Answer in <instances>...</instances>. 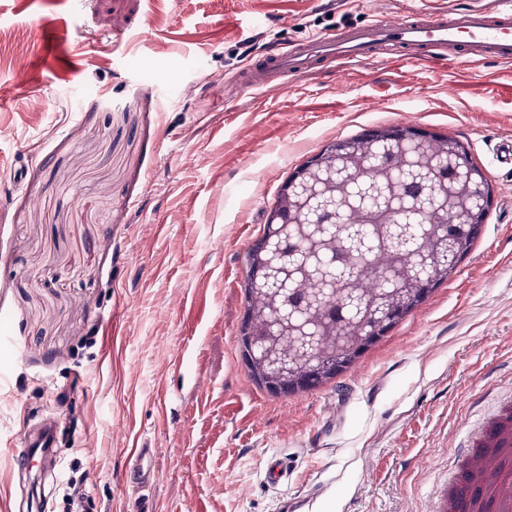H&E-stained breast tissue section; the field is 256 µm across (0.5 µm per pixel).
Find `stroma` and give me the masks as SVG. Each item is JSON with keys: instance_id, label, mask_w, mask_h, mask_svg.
Returning a JSON list of instances; mask_svg holds the SVG:
<instances>
[{"instance_id": "1", "label": "stroma", "mask_w": 512, "mask_h": 512, "mask_svg": "<svg viewBox=\"0 0 512 512\" xmlns=\"http://www.w3.org/2000/svg\"><path fill=\"white\" fill-rule=\"evenodd\" d=\"M452 4L0 0V501L33 488L65 512L64 477L89 512H125L120 476L152 442L158 512H439L457 459L512 404V167L497 159L512 65L395 56L265 100L220 90L247 42ZM404 121L455 130L491 180L473 251L335 382L266 394L238 364L248 246L325 142ZM52 414L64 472L34 487L12 456ZM270 456L287 483L266 482Z\"/></svg>"}]
</instances>
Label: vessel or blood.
<instances>
[{
    "mask_svg": "<svg viewBox=\"0 0 512 512\" xmlns=\"http://www.w3.org/2000/svg\"><path fill=\"white\" fill-rule=\"evenodd\" d=\"M407 61L439 58L457 64L492 60L512 63V0H497L494 8L470 5L451 10H415L397 18L381 17L363 26H346L309 35L299 42L279 44L274 52L240 70L224 93L248 91L272 95L289 76L309 73L318 66L348 68L391 55ZM58 422L45 419L35 431L23 433L13 456V468L31 473L57 445ZM157 448L148 443L136 449L122 473L123 485L135 488L130 512H156L145 494L159 478Z\"/></svg>",
    "mask_w": 512,
    "mask_h": 512,
    "instance_id": "vessel-or-blood-1",
    "label": "vessel or blood"
}]
</instances>
